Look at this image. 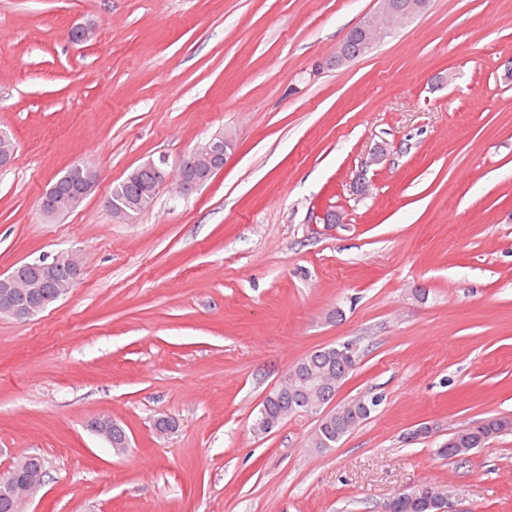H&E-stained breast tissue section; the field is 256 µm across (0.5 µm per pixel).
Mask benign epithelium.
Here are the masks:
<instances>
[{"instance_id": "obj_1", "label": "benign epithelium", "mask_w": 512, "mask_h": 512, "mask_svg": "<svg viewBox=\"0 0 512 512\" xmlns=\"http://www.w3.org/2000/svg\"><path fill=\"white\" fill-rule=\"evenodd\" d=\"M428 0H410L405 10L394 7L392 0H380V7L372 17L360 22L364 43L370 44L384 35L385 27L393 26L408 16L425 10ZM234 148V140L227 134H218L195 146L177 165L169 167L168 158L164 155L149 160V164L158 172L160 180L156 188L170 185L179 196H188L203 187L207 178L194 172L193 160H198L214 172L221 170L228 160L229 151ZM15 147L6 133H0V167L6 168L13 162ZM67 266L71 270L69 285H74L80 278L82 266L80 259L74 254H57L33 266L32 273L24 278L15 274L0 276V315L15 320H27L42 312L49 303L65 294V289L58 288L52 296H47L44 288L52 282V272L57 266ZM88 427L96 435L104 438L115 447L116 453L122 454L130 447L127 433L119 424L109 417H96L88 422ZM15 468L22 471L23 478L0 489L16 508V512H26L29 493L41 486L45 478V470L30 465V458L17 460Z\"/></svg>"}]
</instances>
